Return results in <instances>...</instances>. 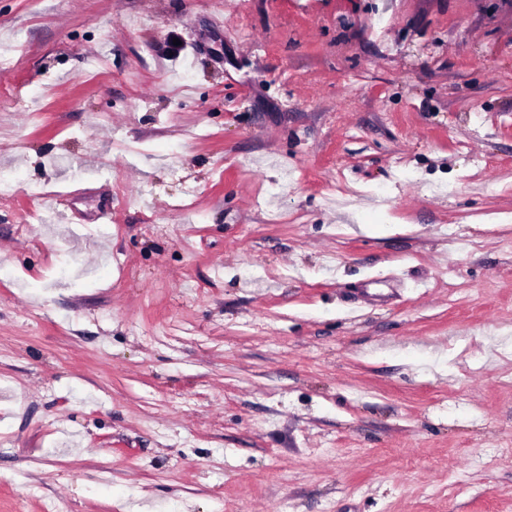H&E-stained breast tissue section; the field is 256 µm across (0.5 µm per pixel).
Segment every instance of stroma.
Wrapping results in <instances>:
<instances>
[{
  "mask_svg": "<svg viewBox=\"0 0 512 512\" xmlns=\"http://www.w3.org/2000/svg\"><path fill=\"white\" fill-rule=\"evenodd\" d=\"M0 512H512V0H0Z\"/></svg>",
  "mask_w": 512,
  "mask_h": 512,
  "instance_id": "1",
  "label": "stroma"
}]
</instances>
